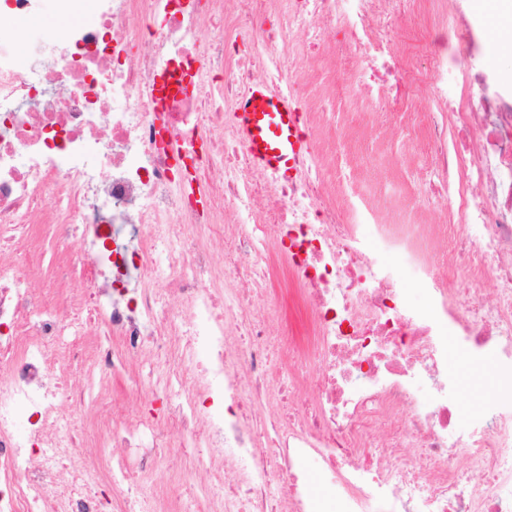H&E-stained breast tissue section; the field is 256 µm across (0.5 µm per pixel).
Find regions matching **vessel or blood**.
<instances>
[{"instance_id": "1", "label": "vessel or blood", "mask_w": 512, "mask_h": 512, "mask_svg": "<svg viewBox=\"0 0 512 512\" xmlns=\"http://www.w3.org/2000/svg\"><path fill=\"white\" fill-rule=\"evenodd\" d=\"M234 122L254 166L285 178L310 150L301 130L296 103L261 84L251 86L234 114Z\"/></svg>"}]
</instances>
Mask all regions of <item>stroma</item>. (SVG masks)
I'll return each instance as SVG.
<instances>
[{
	"instance_id": "35a3bbf8",
	"label": "stroma",
	"mask_w": 512,
	"mask_h": 512,
	"mask_svg": "<svg viewBox=\"0 0 512 512\" xmlns=\"http://www.w3.org/2000/svg\"><path fill=\"white\" fill-rule=\"evenodd\" d=\"M323 39L335 45L336 65L331 68L323 59L306 58L309 79L295 102L304 113L319 101L328 103L325 115L305 125L313 148L323 157L336 159L327 169L328 177L336 184L352 185L383 219L398 224L434 223L440 206L425 194L432 161L426 152L423 118L401 114L390 103L375 112L365 109L354 96L364 79L363 64L348 49L345 31L330 30ZM260 306L264 314L294 333H303L307 315L293 293L267 295ZM448 369L458 379V415L467 419L494 393L497 382L481 362L467 367L452 359Z\"/></svg>"
}]
</instances>
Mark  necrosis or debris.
Masks as SVG:
<instances>
[{
	"label": "necrosis or debris",
	"mask_w": 512,
	"mask_h": 512,
	"mask_svg": "<svg viewBox=\"0 0 512 512\" xmlns=\"http://www.w3.org/2000/svg\"><path fill=\"white\" fill-rule=\"evenodd\" d=\"M5 2L0 512H174L166 490L198 469L191 512H324L316 482L341 512H512V97L490 90L476 56L457 47L385 80L401 0H288L275 18L272 0H56L82 22L45 31L33 60L41 0ZM336 23L370 81L389 83L365 106L442 104L427 122L442 223L393 224L357 194L336 199L316 153L288 180L255 174L239 100L259 79L289 93L309 50L299 32ZM39 224L64 248L83 230V255L56 271L61 303L24 263ZM394 253L428 308L401 292ZM272 259L304 303L309 344L254 310L279 285ZM165 296L176 307L160 309ZM75 321L95 329L92 347L67 341ZM452 345L493 357L500 378L464 423ZM272 346L287 368L270 365ZM147 354L166 370L160 425L107 396L122 374L140 392ZM82 363L101 395L89 437L70 427Z\"/></svg>",
	"instance_id": "obj_1"
}]
</instances>
